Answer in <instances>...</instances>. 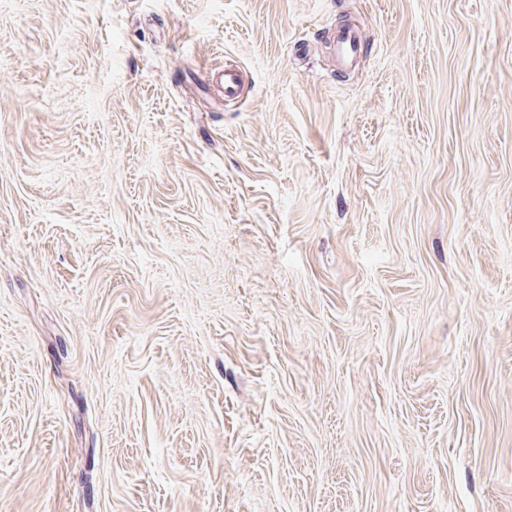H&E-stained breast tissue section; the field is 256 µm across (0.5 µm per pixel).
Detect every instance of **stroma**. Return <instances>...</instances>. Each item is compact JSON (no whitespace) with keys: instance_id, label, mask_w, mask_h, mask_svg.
Segmentation results:
<instances>
[{"instance_id":"stroma-1","label":"stroma","mask_w":512,"mask_h":512,"mask_svg":"<svg viewBox=\"0 0 512 512\" xmlns=\"http://www.w3.org/2000/svg\"><path fill=\"white\" fill-rule=\"evenodd\" d=\"M0 512H512V0H0ZM361 49L362 40L356 29L341 30L333 38V50L343 66L353 63Z\"/></svg>"}]
</instances>
